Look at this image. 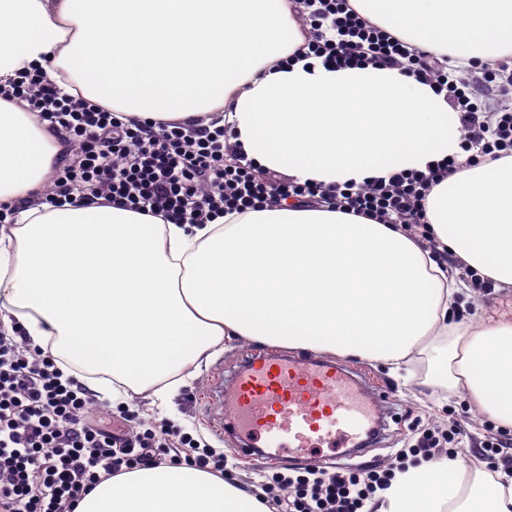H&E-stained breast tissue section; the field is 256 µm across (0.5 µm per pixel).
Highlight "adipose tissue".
<instances>
[{
  "instance_id": "obj_1",
  "label": "adipose tissue",
  "mask_w": 512,
  "mask_h": 512,
  "mask_svg": "<svg viewBox=\"0 0 512 512\" xmlns=\"http://www.w3.org/2000/svg\"><path fill=\"white\" fill-rule=\"evenodd\" d=\"M452 64L512 54V0H352ZM288 0H0V85L48 64L62 94L140 120L222 111L267 173L326 186L424 171L460 154L458 112L413 74L305 57ZM62 158L33 113L0 97V203L40 190ZM424 233L282 203L173 224L96 201L44 204L0 228V316L95 392L158 400L226 344L357 358L426 381L512 430V313L456 315L469 268L512 294V155L463 168L424 201ZM457 459L410 465L371 512H512V475L467 481ZM76 512H267L185 465L136 467Z\"/></svg>"
}]
</instances>
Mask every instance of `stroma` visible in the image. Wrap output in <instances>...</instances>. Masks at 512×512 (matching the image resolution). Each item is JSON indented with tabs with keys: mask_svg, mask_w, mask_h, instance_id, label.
Segmentation results:
<instances>
[{
	"mask_svg": "<svg viewBox=\"0 0 512 512\" xmlns=\"http://www.w3.org/2000/svg\"><path fill=\"white\" fill-rule=\"evenodd\" d=\"M254 345L232 344L215 358L200 363L193 376L168 399L166 410H159L153 397L142 394L124 402L99 398L102 413L127 410L151 426L166 425L175 431L204 438L217 451L223 452L226 468L231 476L249 485L258 484L265 463L242 459L234 449L232 433L218 434L208 419L207 390L217 373L232 377L234 371L254 352ZM346 368L366 377L373 386L374 403L378 415L385 419V430L380 441L352 458L350 467L361 468L369 464L388 468L401 463V451L415 443L425 431H456L455 447L463 454H474L482 443L491 437L512 444V433L494 429L489 424H478L469 414L466 405L450 399L445 410H437V391L430 387H416L403 379L391 376L387 369L354 359L346 360Z\"/></svg>",
	"mask_w": 512,
	"mask_h": 512,
	"instance_id": "stroma-1",
	"label": "stroma"
}]
</instances>
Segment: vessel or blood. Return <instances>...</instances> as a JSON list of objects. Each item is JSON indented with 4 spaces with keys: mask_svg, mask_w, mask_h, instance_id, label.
Instances as JSON below:
<instances>
[{
    "mask_svg": "<svg viewBox=\"0 0 512 512\" xmlns=\"http://www.w3.org/2000/svg\"><path fill=\"white\" fill-rule=\"evenodd\" d=\"M209 397L215 420L231 416L239 452L248 458L300 464L324 449L340 462L377 422L347 368L311 356L252 355L232 391L216 386Z\"/></svg>",
    "mask_w": 512,
    "mask_h": 512,
    "instance_id": "1",
    "label": "vessel or blood"
}]
</instances>
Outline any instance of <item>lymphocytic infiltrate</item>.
I'll list each match as a JSON object with an SVG mask.
<instances>
[{
    "instance_id": "f902f5d3",
    "label": "lymphocytic infiltrate",
    "mask_w": 512,
    "mask_h": 512,
    "mask_svg": "<svg viewBox=\"0 0 512 512\" xmlns=\"http://www.w3.org/2000/svg\"><path fill=\"white\" fill-rule=\"evenodd\" d=\"M314 37L310 55L328 67L371 63L415 74L443 94L460 115L470 163L512 154V108L482 105L448 60L412 46L363 19L349 0H295ZM5 97L27 103L65 147L54 170V194L151 213L176 224H204L288 198L364 215L413 232L425 222L430 188L455 174L448 158L428 171H395L358 187L272 181L231 152L217 122L122 121L111 110L61 94L43 67L14 78ZM119 430L76 377L64 376L55 358L33 344L19 322L0 321V512H75L101 481L140 466L185 464L215 473L223 460L211 448L168 428H147L128 415ZM393 470L354 472L273 469L262 481L270 512H364Z\"/></svg>"
}]
</instances>
